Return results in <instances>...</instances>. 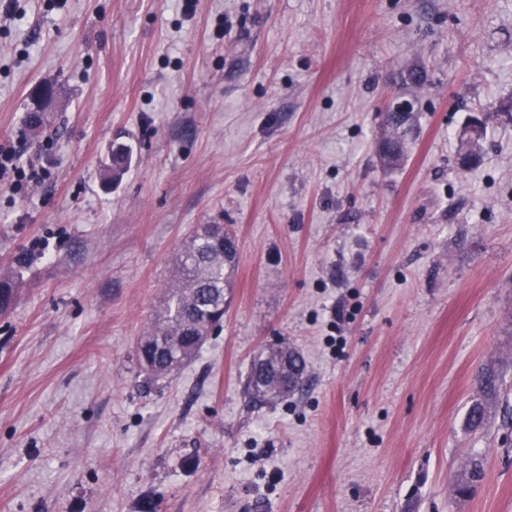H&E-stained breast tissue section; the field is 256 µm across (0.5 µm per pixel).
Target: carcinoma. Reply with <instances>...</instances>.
<instances>
[{
	"instance_id": "1",
	"label": "carcinoma",
	"mask_w": 512,
	"mask_h": 512,
	"mask_svg": "<svg viewBox=\"0 0 512 512\" xmlns=\"http://www.w3.org/2000/svg\"><path fill=\"white\" fill-rule=\"evenodd\" d=\"M129 151L119 146L112 151L108 171L114 180L120 179L127 166ZM237 256L236 240L231 229L219 235L211 231V225L197 226L189 243L179 252L176 263L181 277L170 284L166 298L158 313V320L145 337L168 338L182 349V355L174 357L166 342L157 341L146 354L169 372L193 357L199 348L193 337L209 334L212 327L224 319V290L231 287V274ZM14 283L0 279V312L9 310L15 302ZM483 473V463L474 458L465 469V478L459 491H465Z\"/></svg>"
}]
</instances>
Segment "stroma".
<instances>
[{
	"mask_svg": "<svg viewBox=\"0 0 512 512\" xmlns=\"http://www.w3.org/2000/svg\"><path fill=\"white\" fill-rule=\"evenodd\" d=\"M0 147L47 172L0 186V512H512V0H18ZM200 224L237 242L224 324L156 379ZM279 342L303 384L253 402ZM261 358V355L259 357H257L254 361H253V364L251 366V370H250V373H249V376L248 378L249 379V382H248V394L250 396V398L254 399L255 402H262L264 400H267V399H276V398H282L279 393L275 392V373H269L268 372V375H270V380L268 381L267 383V389L265 391H263L262 393H259V392H254L256 389L260 388L261 387V381L260 379L257 377L258 373L260 370H262L267 364H262L261 366L258 365L257 367V372H256V377L254 379V383H253V389L254 391L252 390L251 388V381H252V377H253V372L256 368V365H257V361Z\"/></svg>",
	"mask_w": 512,
	"mask_h": 512,
	"instance_id": "obj_1",
	"label": "stroma"
}]
</instances>
